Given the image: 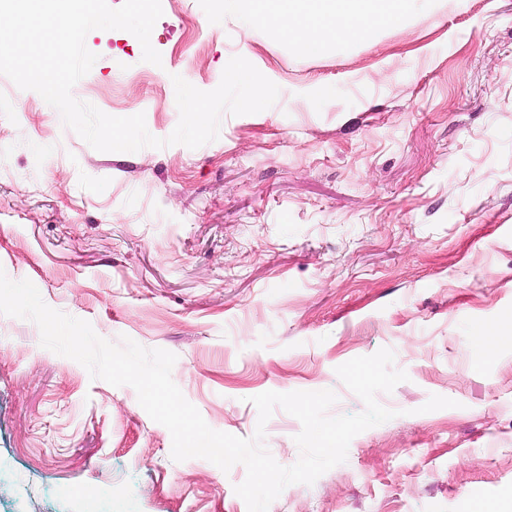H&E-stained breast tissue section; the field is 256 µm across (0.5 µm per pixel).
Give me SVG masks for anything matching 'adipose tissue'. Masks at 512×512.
I'll use <instances>...</instances> for the list:
<instances>
[{
    "instance_id": "adipose-tissue-1",
    "label": "adipose tissue",
    "mask_w": 512,
    "mask_h": 512,
    "mask_svg": "<svg viewBox=\"0 0 512 512\" xmlns=\"http://www.w3.org/2000/svg\"><path fill=\"white\" fill-rule=\"evenodd\" d=\"M252 14L274 24L306 54L330 41L365 39L399 19L409 0H247Z\"/></svg>"
}]
</instances>
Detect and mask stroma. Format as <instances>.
Returning <instances> with one entry per match:
<instances>
[{
    "label": "stroma",
    "mask_w": 512,
    "mask_h": 512,
    "mask_svg": "<svg viewBox=\"0 0 512 512\" xmlns=\"http://www.w3.org/2000/svg\"><path fill=\"white\" fill-rule=\"evenodd\" d=\"M161 65L94 30L73 96L144 113L168 137L173 76L215 89L242 56L280 89L223 114L216 141L100 152L31 90L0 79V269L50 307L173 352L172 379L213 429L252 437L253 396L333 390L383 348L408 381L393 419L269 512H512V0H416L367 39L302 53L245 0H161ZM452 408L422 412L431 395ZM300 422L275 410L284 466ZM132 387L91 379L0 315V512H247L246 471L171 457Z\"/></svg>",
    "instance_id": "obj_1"
}]
</instances>
